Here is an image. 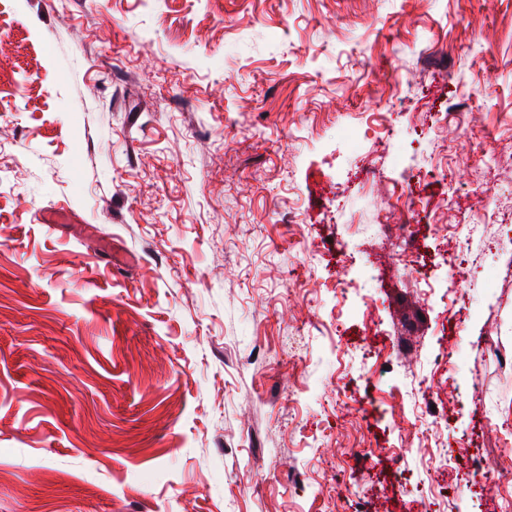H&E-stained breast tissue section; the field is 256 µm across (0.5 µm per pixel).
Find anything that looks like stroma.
Masks as SVG:
<instances>
[{"label":"stroma","mask_w":512,"mask_h":512,"mask_svg":"<svg viewBox=\"0 0 512 512\" xmlns=\"http://www.w3.org/2000/svg\"><path fill=\"white\" fill-rule=\"evenodd\" d=\"M510 149L512 0H0V512H419L437 450L512 470V243L440 258L504 234ZM399 176L424 297L366 250ZM464 261V259L460 260L453 255L448 256V279L451 281H474L481 276L483 273L482 270H479V268L473 264L465 265Z\"/></svg>","instance_id":"stroma-1"}]
</instances>
